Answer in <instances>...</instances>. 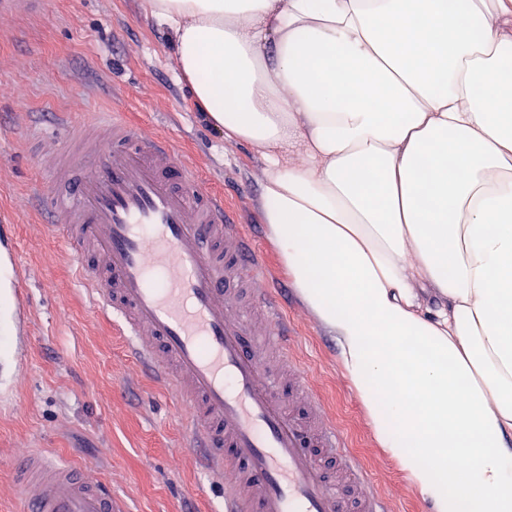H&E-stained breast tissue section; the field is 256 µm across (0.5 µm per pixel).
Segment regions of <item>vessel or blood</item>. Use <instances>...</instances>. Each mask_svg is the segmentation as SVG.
<instances>
[{"label": "vessel or blood", "instance_id": "obj_1", "mask_svg": "<svg viewBox=\"0 0 512 512\" xmlns=\"http://www.w3.org/2000/svg\"><path fill=\"white\" fill-rule=\"evenodd\" d=\"M59 139L53 154L36 158L45 179L32 198L96 309L183 405L203 469L232 472L218 488L224 512H389L364 481L352 510L323 475L322 457H339L351 474L357 464L318 400L308 419L287 412L268 354L302 380L288 318L267 287L263 254L194 161L119 108L89 125L62 123ZM18 263L14 227L1 224L0 269L13 304L0 401L28 361L30 301ZM14 479L21 512H121L110 485L75 477L46 453L19 463Z\"/></svg>", "mask_w": 512, "mask_h": 512}]
</instances>
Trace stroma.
Here are the masks:
<instances>
[{
    "instance_id": "obj_1",
    "label": "stroma",
    "mask_w": 512,
    "mask_h": 512,
    "mask_svg": "<svg viewBox=\"0 0 512 512\" xmlns=\"http://www.w3.org/2000/svg\"><path fill=\"white\" fill-rule=\"evenodd\" d=\"M145 0H41L0 17V223L14 225L31 302L30 356L0 405V512H18L13 471L28 454L56 453L112 487L125 512H213L217 500L182 405L144 376L122 336L74 278L68 250L28 203L36 152L52 151L54 124L78 111L124 106L193 158L270 261V284L297 332L306 381L394 512L431 504L375 436L340 358L281 266L258 206L264 162L208 124L181 77L171 31Z\"/></svg>"
}]
</instances>
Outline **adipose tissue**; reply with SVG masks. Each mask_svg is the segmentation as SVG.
I'll return each mask as SVG.
<instances>
[{
  "mask_svg": "<svg viewBox=\"0 0 512 512\" xmlns=\"http://www.w3.org/2000/svg\"><path fill=\"white\" fill-rule=\"evenodd\" d=\"M146 7L384 447L432 512H512V0Z\"/></svg>",
  "mask_w": 512,
  "mask_h": 512,
  "instance_id": "obj_1",
  "label": "adipose tissue"
}]
</instances>
